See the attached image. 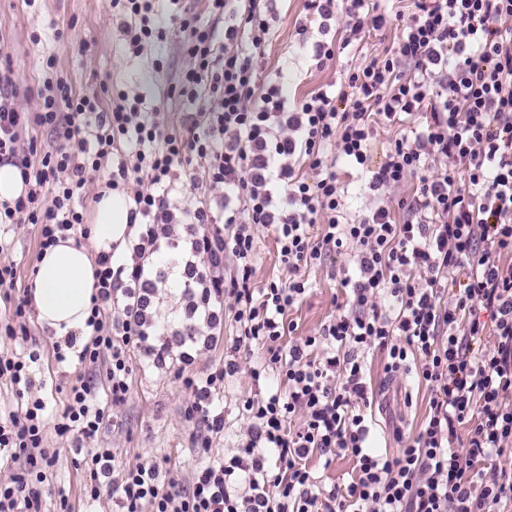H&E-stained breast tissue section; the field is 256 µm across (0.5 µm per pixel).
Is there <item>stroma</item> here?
Returning <instances> with one entry per match:
<instances>
[{
	"instance_id": "obj_1",
	"label": "stroma",
	"mask_w": 512,
	"mask_h": 512,
	"mask_svg": "<svg viewBox=\"0 0 512 512\" xmlns=\"http://www.w3.org/2000/svg\"><path fill=\"white\" fill-rule=\"evenodd\" d=\"M174 10L170 0H163L156 25L164 36L150 45L147 55L138 57L126 47L110 0H0V60L9 59L14 70L19 111H36L38 86L45 78L58 77L68 80L75 93L98 94L104 106H111L112 90L117 87L139 100L150 118L169 125L180 121L194 107L170 93L171 86L191 65L171 20ZM269 19L273 36L262 51L258 80L278 82L292 104L339 81L347 70L357 68L365 55L389 47L395 36L391 29L371 32L361 43L337 50L333 60L318 68L308 55L311 42L320 37L317 26H310L308 37L297 33L305 19L304 0H275ZM50 56L55 64L49 68L45 60ZM212 196L204 161L177 167L169 193L172 203L193 210L204 206ZM38 259L34 225L0 229V264L13 265L16 270L14 288L0 287V321L10 317L13 303L26 298ZM305 278L306 297L291 314L299 337L310 335L328 319L334 311L332 298L338 291L336 281L325 269H307ZM216 334L217 343L198 352L189 364L171 360L156 363L143 344L131 341L126 348L129 392L125 402L117 405L107 391L106 361L83 369L73 359L85 342L84 336H77L67 346L71 361L60 363L54 358V334L40 325L36 315H29L24 332L0 335V351L9 349L25 357L34 356L28 368L33 383L28 396L44 398L47 412L54 418H61L77 376L95 382L93 399L104 411L97 435L91 439L52 433L47 436V448L59 454L50 479L51 495L68 497L72 512H113L109 495H101L94 503L87 497L85 469L74 461L77 448H111L119 465L152 462L159 465L163 479L183 483L190 481L203 462L195 452L197 446L209 445L212 453L219 455L231 453L244 429V400L258 391L275 392L281 382L271 371L260 381H253L243 367L235 374H224V363L230 358L236 336L229 307L221 309ZM364 363L377 399L365 410L372 422L371 444L378 451H390L394 448L392 425L415 433L428 408L429 390L411 373L386 382L378 353H366ZM219 372L224 381L207 403L210 415L224 418L223 430L216 433L207 429L199 414L191 413V385Z\"/></svg>"
}]
</instances>
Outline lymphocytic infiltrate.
<instances>
[{
	"mask_svg": "<svg viewBox=\"0 0 512 512\" xmlns=\"http://www.w3.org/2000/svg\"><path fill=\"white\" fill-rule=\"evenodd\" d=\"M132 53L162 38L156 0H112ZM211 22L189 12L174 22L192 65L175 90L196 105L180 125L150 120L121 90L111 108L45 79L35 112L15 104L12 68L0 71V164L20 169L26 191L0 203V224H32L40 250L85 226L86 175L121 153L103 184L135 191L131 220L211 223L232 232L233 265L216 276L232 301L234 352L259 345L250 368L281 376L284 389L248 397L247 425L234 452L208 457L189 487L164 482L156 464L119 468L109 448L84 457L90 499L109 494L118 512H512V0H403L395 14L373 0H305L320 30L342 22L343 45L401 22L390 48L346 74L338 86L289 104L278 83L258 85L255 56L270 24L255 5L208 0ZM249 34L250 52L236 50ZM395 127L380 162L378 126ZM61 133L41 152L29 130ZM130 151H123V144ZM209 166L212 208L186 213L166 194L176 165ZM344 161L368 185L358 218L344 206ZM50 206H43V197ZM272 229L287 279L254 281L257 227ZM346 258L345 300L312 335L295 337L290 312L306 293L304 270ZM91 339L78 365L108 358V391H129L125 348L112 339L107 308L121 269L95 257ZM132 267L130 280L142 277ZM385 359L387 379L413 371L430 390L414 436L394 429L395 453L370 448L362 409L372 394L366 352ZM42 400L0 419V512H45L44 484L58 462L44 446ZM103 420L90 382L72 386L58 435L91 438ZM353 457L346 486H323L309 457ZM510 466H503V459Z\"/></svg>",
	"mask_w": 512,
	"mask_h": 512,
	"instance_id": "1",
	"label": "lymphocytic infiltrate"
}]
</instances>
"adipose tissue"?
<instances>
[{"mask_svg": "<svg viewBox=\"0 0 512 512\" xmlns=\"http://www.w3.org/2000/svg\"><path fill=\"white\" fill-rule=\"evenodd\" d=\"M134 231L125 199L106 192L94 207L89 238L104 249L119 250ZM95 269L88 250L70 238L48 249L39 260L29 283V299L40 324L56 337L85 330Z\"/></svg>", "mask_w": 512, "mask_h": 512, "instance_id": "adipose-tissue-1", "label": "adipose tissue"}]
</instances>
